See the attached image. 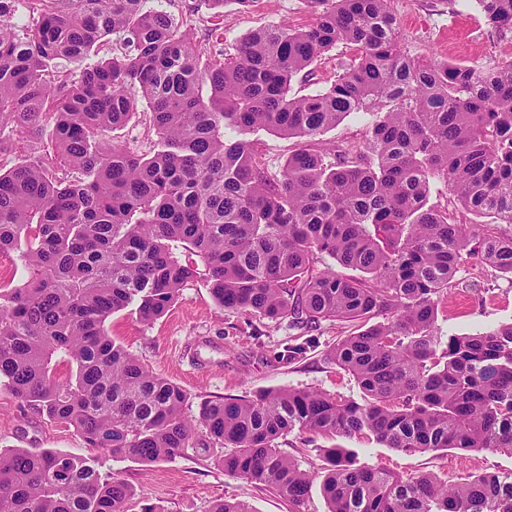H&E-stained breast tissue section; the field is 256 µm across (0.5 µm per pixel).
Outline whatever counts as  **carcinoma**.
Segmentation results:
<instances>
[{
    "label": "carcinoma",
    "instance_id": "obj_1",
    "mask_svg": "<svg viewBox=\"0 0 512 512\" xmlns=\"http://www.w3.org/2000/svg\"><path fill=\"white\" fill-rule=\"evenodd\" d=\"M304 2L310 27H260L226 56L147 0H0V157L35 144L0 170V256L25 272L0 292V384L92 450L151 463L201 449L296 506L313 475L279 448L294 431L512 452V323L445 340L435 326L463 253L512 275V234L427 203L441 178L468 212L512 224V62L409 57L390 0ZM475 3L512 30V0ZM114 34L120 54L98 57ZM338 43L356 55L336 80L291 94ZM140 101L148 154L112 144ZM359 112L375 115L362 143L304 146L277 175L250 139L313 138ZM322 254L360 276L314 271ZM200 274L222 309L288 320L290 363L323 320L385 317L327 351L362 399L276 388L189 418L188 394L106 322L132 304L153 322ZM321 492L328 512H512V473L404 478L344 448L326 449ZM133 496L87 457L0 451V512H129Z\"/></svg>",
    "mask_w": 512,
    "mask_h": 512
}]
</instances>
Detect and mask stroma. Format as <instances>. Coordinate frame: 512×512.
<instances>
[{
    "mask_svg": "<svg viewBox=\"0 0 512 512\" xmlns=\"http://www.w3.org/2000/svg\"><path fill=\"white\" fill-rule=\"evenodd\" d=\"M197 2L148 0L149 6L165 7L168 14L186 19L196 34L223 42L228 54L251 29L282 23L305 27L314 20L303 0H252L242 12L230 4L216 18L205 8L190 14L189 6ZM390 6L406 53L419 61L480 66L491 60L495 42L512 41L511 31L501 34L485 25L473 0H391ZM373 120V115L362 112L350 115L318 135L316 143L333 148L362 142ZM511 322L512 277L476 257L463 256L454 285L438 299L439 332L445 336L476 333ZM107 327L112 338L149 370L189 393L186 413L190 416L196 415L201 401L249 397L275 387L316 388L341 399L361 397L353 378L326 358L336 340L347 335L345 324L322 322L304 357L286 363L281 354L290 337L287 322L219 308L202 276L188 283L174 307L154 322H141L129 307L113 314ZM280 446L314 475L324 465L323 449L332 446L347 449L360 464L384 467L404 477L430 473L457 481L470 474L512 471V454L507 452L463 455L451 449L410 454L358 435L332 439L294 432L281 439ZM14 448L94 455L101 473L114 475L133 488L132 512H141L149 504L164 512H209L218 499L246 503L251 512L328 510L320 490H313L297 508L274 491L224 473L208 456L192 451L154 463L89 451L74 429L23 408L0 386V450Z\"/></svg>",
    "mask_w": 512,
    "mask_h": 512,
    "instance_id": "35a3bbf8",
    "label": "stroma"
}]
</instances>
